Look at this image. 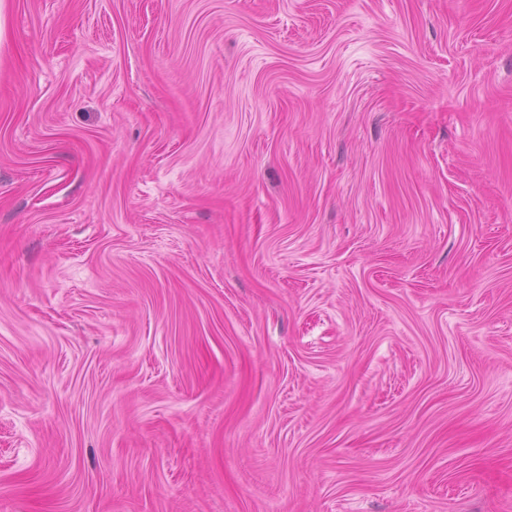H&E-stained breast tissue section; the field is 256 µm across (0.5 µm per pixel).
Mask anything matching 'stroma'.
I'll list each match as a JSON object with an SVG mask.
<instances>
[{"label": "stroma", "mask_w": 512, "mask_h": 512, "mask_svg": "<svg viewBox=\"0 0 512 512\" xmlns=\"http://www.w3.org/2000/svg\"><path fill=\"white\" fill-rule=\"evenodd\" d=\"M0 512H512V0H0Z\"/></svg>", "instance_id": "1"}]
</instances>
